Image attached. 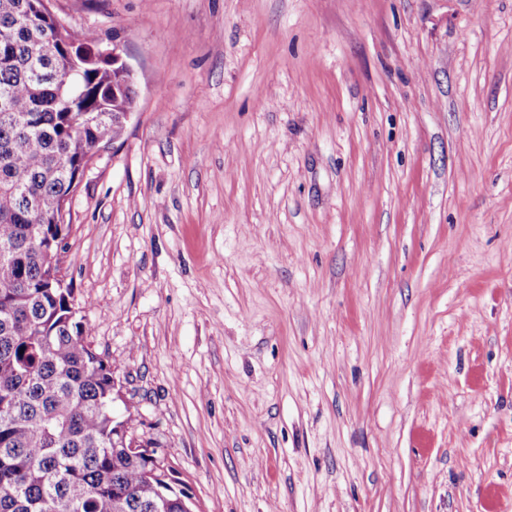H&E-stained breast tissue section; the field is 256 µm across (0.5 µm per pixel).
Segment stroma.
Listing matches in <instances>:
<instances>
[{
  "instance_id": "1",
  "label": "stroma",
  "mask_w": 512,
  "mask_h": 512,
  "mask_svg": "<svg viewBox=\"0 0 512 512\" xmlns=\"http://www.w3.org/2000/svg\"><path fill=\"white\" fill-rule=\"evenodd\" d=\"M50 5L134 70L62 274L194 512H512V0Z\"/></svg>"
}]
</instances>
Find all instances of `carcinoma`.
Returning <instances> with one entry per match:
<instances>
[{
    "label": "carcinoma",
    "mask_w": 512,
    "mask_h": 512,
    "mask_svg": "<svg viewBox=\"0 0 512 512\" xmlns=\"http://www.w3.org/2000/svg\"><path fill=\"white\" fill-rule=\"evenodd\" d=\"M45 2L0 0V512H189L125 447L111 367L73 288L49 286L61 205L136 95L99 37L74 40Z\"/></svg>",
    "instance_id": "1"
}]
</instances>
